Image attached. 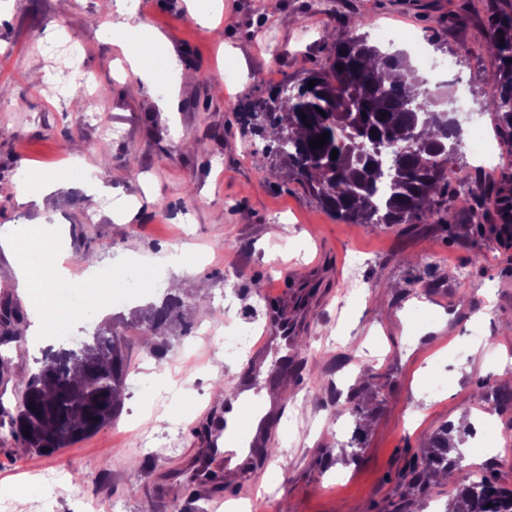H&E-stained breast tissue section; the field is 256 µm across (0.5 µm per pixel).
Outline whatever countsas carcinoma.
<instances>
[{"label": "carcinoma", "mask_w": 512, "mask_h": 512, "mask_svg": "<svg viewBox=\"0 0 512 512\" xmlns=\"http://www.w3.org/2000/svg\"><path fill=\"white\" fill-rule=\"evenodd\" d=\"M368 27L370 20L357 17L352 27L332 34L326 67L244 106L243 130L266 142L258 169L301 182L345 223L457 224L448 187V164L461 142L457 121L451 111L434 109L440 103L435 95L412 90L402 75L410 69L407 57L372 43L363 32ZM486 28L497 67L484 78L489 90L482 107L495 117L497 135L512 141V11L490 0ZM311 80L316 84L310 88ZM325 132L326 144L309 146ZM180 306L172 295L142 325L158 336ZM23 321L18 303L0 300V345L22 338ZM89 346L85 352L47 351L24 383L17 412L0 409V428L28 449L52 454L109 422L121 406L127 361L120 336L110 330L98 332ZM471 432L468 425L433 433L399 478L426 494L438 473L459 467V441ZM448 512H512V489L490 476L480 482L468 477L456 487Z\"/></svg>", "instance_id": "1"}]
</instances>
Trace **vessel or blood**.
Returning a JSON list of instances; mask_svg holds the SVG:
<instances>
[{
  "label": "vessel or blood",
  "instance_id": "obj_1",
  "mask_svg": "<svg viewBox=\"0 0 512 512\" xmlns=\"http://www.w3.org/2000/svg\"><path fill=\"white\" fill-rule=\"evenodd\" d=\"M493 232L501 249L512 248V210L499 208ZM318 301V295L308 296L299 290L281 296L279 313L266 320L246 365L226 381L232 395L225 400L223 410L210 417L206 450L193 465L198 480H208L217 468L227 464V442L240 444L248 458L267 447L282 403L275 395L262 399L259 390L272 388L291 374L296 361L293 339L304 333L308 311Z\"/></svg>",
  "mask_w": 512,
  "mask_h": 512
}]
</instances>
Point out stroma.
I'll list each match as a JSON object with an SVG mask.
<instances>
[{
    "mask_svg": "<svg viewBox=\"0 0 512 512\" xmlns=\"http://www.w3.org/2000/svg\"><path fill=\"white\" fill-rule=\"evenodd\" d=\"M485 9L484 0H137L144 27L118 41L100 0H0V86L9 90L0 96V228L29 224L38 237L44 225H61L48 249L70 278L106 267L145 278L122 305L101 304L90 327L71 323L38 346L28 334L11 343L10 369L0 375V404L9 411L40 367L41 346L70 348L107 326L124 336L129 361L118 417L72 446L40 455L0 430V498L13 512H41L45 472L67 478L54 512H84L90 501L98 512H205L209 495L185 480L200 451L197 426L218 407V381L247 362L226 351L224 339L262 327L263 297L321 248L338 260L339 276L297 340L302 369L288 385L277 453L231 480L222 512H443L451 484L419 496L398 473L429 434L475 414L470 395L497 386L504 360L512 361V250L500 249L490 229L495 194L459 192L471 165L461 153L449 187L464 228L347 224L299 182L259 173L264 145L244 134L238 112L325 66L328 33L362 14L376 27L414 29L448 96H460L468 122L493 132L477 101L481 75L497 62L485 51L464 53L487 41ZM154 31L165 43L152 47L147 75L118 73L122 44L148 41ZM72 37L85 46L89 75L111 85L107 98L54 93L67 61L42 45ZM174 88L176 111H162ZM105 123L121 133L110 142L109 181L90 194L78 189L77 174L100 169ZM44 175L57 184L49 204H19L21 191H41ZM119 199L128 208L117 224L110 203ZM89 212L97 223H86ZM88 249L90 265L80 259ZM175 250L185 253L184 272L164 263ZM355 255L363 263L356 283L347 270ZM20 258L0 248V298L12 297L28 318L43 296L72 302L66 287L21 293ZM177 276L181 312L164 326L156 357L135 317L165 295L151 279ZM344 374L355 397L338 401ZM432 383L440 395L428 396ZM360 419L369 427L358 457L325 466L322 455L350 441Z\"/></svg>",
    "mask_w": 512,
    "mask_h": 512,
    "instance_id": "obj_1",
    "label": "stroma"
}]
</instances>
